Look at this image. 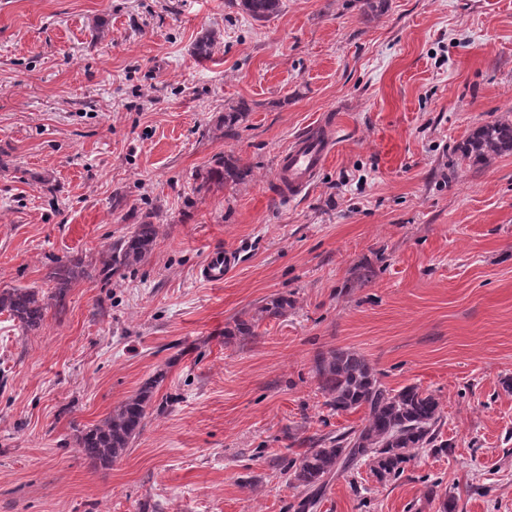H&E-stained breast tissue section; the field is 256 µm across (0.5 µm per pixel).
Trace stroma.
Masks as SVG:
<instances>
[{"instance_id": "stroma-1", "label": "stroma", "mask_w": 512, "mask_h": 512, "mask_svg": "<svg viewBox=\"0 0 512 512\" xmlns=\"http://www.w3.org/2000/svg\"><path fill=\"white\" fill-rule=\"evenodd\" d=\"M325 116L332 157L283 198L279 151ZM493 119L512 120V0H387L375 19L284 0L266 22L234 0H0V288L160 226L148 261L80 280L38 333L0 314V512H288L277 454L364 418L318 390L315 357L340 348L435 395L453 449L384 484L337 475L317 512H440L432 479L455 512H512V155L459 150ZM224 156L249 176L206 183ZM214 249L239 256L217 285L196 276ZM276 295L285 317L225 342ZM160 370L141 436L91 468L77 427Z\"/></svg>"}]
</instances>
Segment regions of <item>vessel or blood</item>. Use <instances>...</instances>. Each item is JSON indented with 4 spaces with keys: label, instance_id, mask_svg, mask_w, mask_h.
Wrapping results in <instances>:
<instances>
[{
    "label": "vessel or blood",
    "instance_id": "obj_1",
    "mask_svg": "<svg viewBox=\"0 0 512 512\" xmlns=\"http://www.w3.org/2000/svg\"><path fill=\"white\" fill-rule=\"evenodd\" d=\"M333 151L330 124L324 120L305 134L290 140L277 158V177L284 197L291 199L309 191ZM233 267L231 253L214 250L208 253L198 270V276L205 282L220 284Z\"/></svg>",
    "mask_w": 512,
    "mask_h": 512
}]
</instances>
